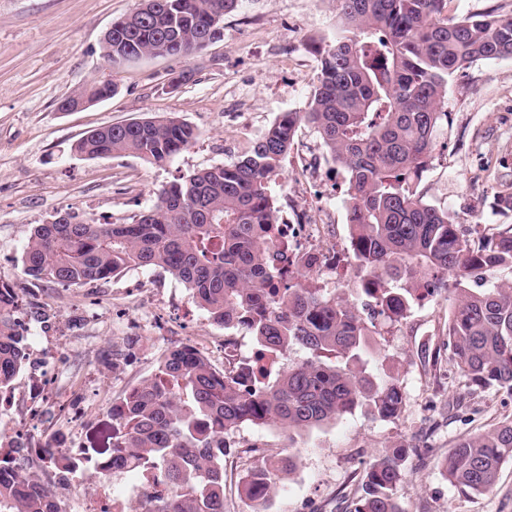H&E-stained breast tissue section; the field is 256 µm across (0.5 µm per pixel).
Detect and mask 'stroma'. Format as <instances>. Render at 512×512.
Here are the masks:
<instances>
[{"label":"stroma","mask_w":512,"mask_h":512,"mask_svg":"<svg viewBox=\"0 0 512 512\" xmlns=\"http://www.w3.org/2000/svg\"><path fill=\"white\" fill-rule=\"evenodd\" d=\"M139 0H0V283L17 288L30 329L29 360L14 382L4 421L37 411L35 437L89 447L107 412L140 380L155 373L172 345L200 342L216 369L224 341L253 355L249 332L227 333L195 306L185 284L160 268L127 269L106 281L63 288L33 283L22 257L35 225L72 214L98 223H128L151 208L164 187L194 172L238 161L283 113L304 110L320 71L315 40L336 21L331 0H242L225 15L219 38L196 57L152 56L120 65L103 58L112 22ZM186 80H179V73ZM95 80L112 81L111 99L77 112L58 102ZM441 121L420 188L448 209L471 238L512 227L498 206L512 193V59L479 60L448 82ZM176 117L198 137L164 166L130 155L88 159L72 154L89 131L147 117ZM348 182L318 134L302 127L271 184L278 216L289 224H327L342 251L333 294L374 321L368 371L398 379L406 392L398 419L369 407L288 440L275 426L246 425L232 433L239 448L293 447L298 467L264 512H351L369 464L390 448L412 454L397 496L403 512H512V461L494 489L459 494L440 463L452 444L512 417V394L467 392L455 374L444 333L454 301L441 291L405 318L373 317L362 290L366 276L349 244ZM47 311L40 320L38 311ZM125 360L103 361L111 348Z\"/></svg>","instance_id":"obj_1"}]
</instances>
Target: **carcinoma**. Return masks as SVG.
<instances>
[{
	"instance_id": "carcinoma-1",
	"label": "carcinoma",
	"mask_w": 512,
	"mask_h": 512,
	"mask_svg": "<svg viewBox=\"0 0 512 512\" xmlns=\"http://www.w3.org/2000/svg\"><path fill=\"white\" fill-rule=\"evenodd\" d=\"M240 0H142L112 23L104 38L109 65L157 55L192 59L219 32ZM334 33L320 47L321 69L308 107L283 113L231 165L195 172L165 187L157 203L126 224L61 216L33 228L23 274L37 282L77 286L132 267H158L181 280L193 301L226 330L244 329L268 357L228 362L220 372L197 350L176 345L112 407V427L83 462L33 455L12 441L0 452V512H63L39 472L98 479L135 464L164 492L137 512H224V458L239 460L243 491L263 505L297 462L285 448L236 450L226 435L243 425L292 434L368 406L381 420L405 407L401 383L378 382L359 366L371 330L355 304L302 283L310 265L269 262L278 209L271 183L299 128L315 129L334 164L348 175L351 248L371 287L370 304L386 318L448 288L454 303L445 335L452 367L469 390L512 393V283L473 288L501 269L512 271V228L474 241L451 214L423 200L410 174L424 170L442 118L448 79L478 60L512 59V18L491 12L448 16V0H333ZM110 80L66 97L72 106L112 98ZM195 130L176 117L147 118L92 130L70 148L88 159L130 154L162 166L187 149ZM19 295L0 285V391L27 359L17 330ZM294 349L303 356L281 366ZM407 448L376 458L354 512H403L397 498ZM512 460V418L448 449L442 470L463 495L491 491Z\"/></svg>"
}]
</instances>
